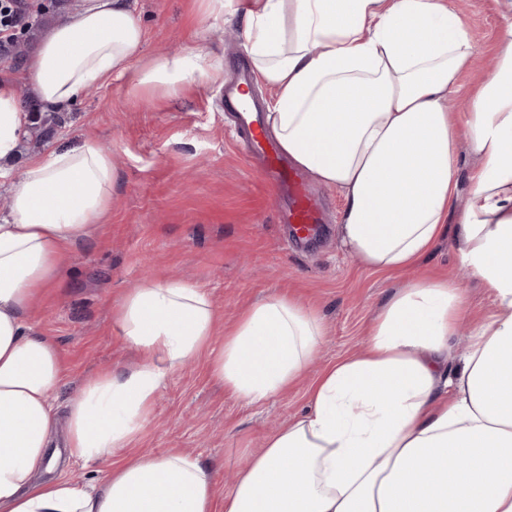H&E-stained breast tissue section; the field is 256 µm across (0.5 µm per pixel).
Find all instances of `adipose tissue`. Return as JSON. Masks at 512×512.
<instances>
[{
    "label": "adipose tissue",
    "mask_w": 512,
    "mask_h": 512,
    "mask_svg": "<svg viewBox=\"0 0 512 512\" xmlns=\"http://www.w3.org/2000/svg\"><path fill=\"white\" fill-rule=\"evenodd\" d=\"M498 2L495 66L456 113L448 97L474 47L443 0H254L244 38L271 91L266 122L294 163L340 190L342 246L366 267L397 270L453 234L496 310L454 361L466 312L457 285L419 279L391 294L366 348L321 373L307 411L249 453L225 494L188 452L112 462L166 376L214 334L216 308L194 284L148 279L126 293L112 318L138 365L105 369L65 414L54 409L61 350L26 313L104 223L116 170L91 138L27 159L0 221V512H512V0ZM145 45L130 0H79L50 26L22 83L0 82V179L32 123L20 85L61 109L114 77L168 96L224 78L223 61L202 65L196 47L151 58ZM462 142L478 160L465 177ZM323 334L304 305L269 297L225 332L211 372L261 402L304 373ZM66 461L100 463L104 476L53 475Z\"/></svg>",
    "instance_id": "1"
}]
</instances>
